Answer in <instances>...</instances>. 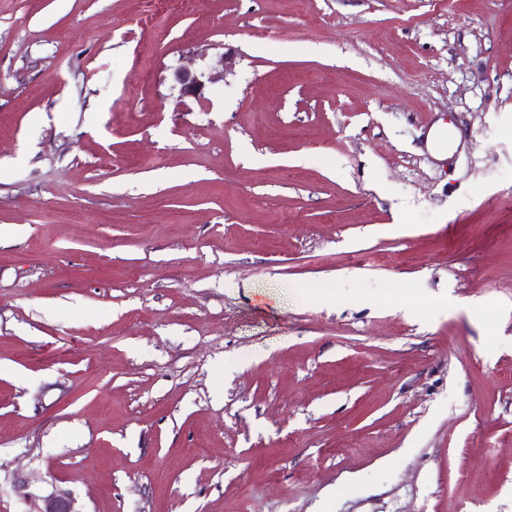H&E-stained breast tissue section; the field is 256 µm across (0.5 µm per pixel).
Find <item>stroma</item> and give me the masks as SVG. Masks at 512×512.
<instances>
[{
  "label": "stroma",
  "mask_w": 512,
  "mask_h": 512,
  "mask_svg": "<svg viewBox=\"0 0 512 512\" xmlns=\"http://www.w3.org/2000/svg\"><path fill=\"white\" fill-rule=\"evenodd\" d=\"M0 228V512H512V0H0ZM175 78L180 86L181 96L195 99L203 98L207 83L213 79L211 75L206 76L205 72L197 73L188 69L176 70ZM16 490L23 497L37 502V510L33 512H84L78 499L68 491L55 488L50 492L37 493L29 491L28 484L18 485Z\"/></svg>",
  "instance_id": "35a3bbf8"
}]
</instances>
